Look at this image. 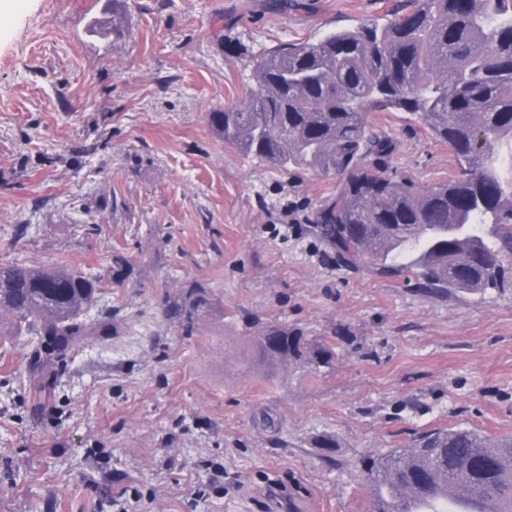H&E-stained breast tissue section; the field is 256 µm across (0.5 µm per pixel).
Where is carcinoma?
Returning a JSON list of instances; mask_svg holds the SVG:
<instances>
[{
	"label": "carcinoma",
	"instance_id": "1",
	"mask_svg": "<svg viewBox=\"0 0 512 512\" xmlns=\"http://www.w3.org/2000/svg\"><path fill=\"white\" fill-rule=\"evenodd\" d=\"M97 21L99 37L120 34ZM385 22L289 42L256 58L241 100L208 114L212 131L239 152L288 173L343 176L316 213V232L350 265L381 278H410L435 294L512 288V0H385ZM373 112H407L457 165L421 186L390 175L376 160L394 150ZM101 276L66 264L0 265V316L12 336H35L48 355L112 322L89 317ZM212 303L206 289L169 296L170 318L195 336ZM267 371L298 365L330 371L324 338L268 325L250 337ZM405 447L362 458L371 512L401 507L404 496L463 492L467 512H512V435L463 427L418 431Z\"/></svg>",
	"mask_w": 512,
	"mask_h": 512
}]
</instances>
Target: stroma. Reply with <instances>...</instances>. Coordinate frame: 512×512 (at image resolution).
I'll use <instances>...</instances> for the list:
<instances>
[{"instance_id": "1", "label": "stroma", "mask_w": 512, "mask_h": 512, "mask_svg": "<svg viewBox=\"0 0 512 512\" xmlns=\"http://www.w3.org/2000/svg\"><path fill=\"white\" fill-rule=\"evenodd\" d=\"M276 2L123 0L101 38L112 0H0V264L103 274L114 324L52 360L0 335V512H368L354 459L417 430L512 434V288L436 296L347 265L313 224L339 177L213 134L260 53L383 14ZM370 119L396 143L380 167L422 185L455 168L408 113ZM195 284L217 307L186 337L164 300ZM258 323L334 342L335 366L267 376Z\"/></svg>"}]
</instances>
